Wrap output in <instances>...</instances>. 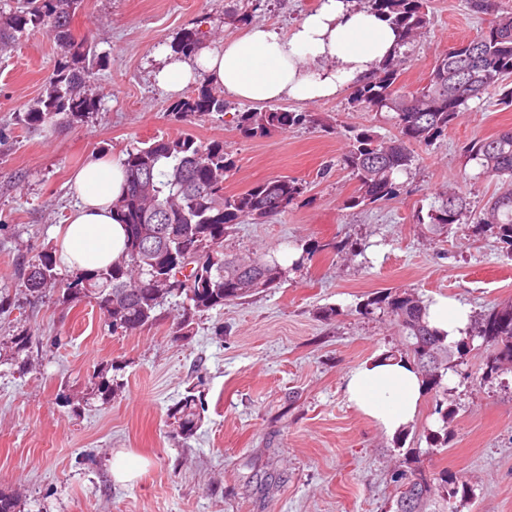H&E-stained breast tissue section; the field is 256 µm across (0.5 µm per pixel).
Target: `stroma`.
Segmentation results:
<instances>
[{"label":"stroma","instance_id":"1","mask_svg":"<svg viewBox=\"0 0 512 512\" xmlns=\"http://www.w3.org/2000/svg\"><path fill=\"white\" fill-rule=\"evenodd\" d=\"M316 0H83L72 30L106 55L93 91L100 100L85 122L26 131L16 112L36 99L61 52L30 32L0 54V288L16 281L18 254L54 247L53 231L75 202L72 172L94 155L124 158L158 136L190 134L223 141L235 161L228 193L273 176L308 184L302 201L264 224L238 225L229 254L275 256L312 251L301 270L246 300L198 316L193 333L175 335V304L151 328L115 335L88 301L19 300L0 315V335L36 336L31 367L0 366V493L20 512H388L394 475L418 456L433 471L464 474L469 496L456 512H512V371L476 386V354L457 360L445 382L454 411L444 448L432 394L413 424L388 437L345 399L348 374L363 362L404 349L388 317L365 312L372 294L408 289L447 297L472 314L512 302V251L463 226L432 234L426 219L436 196L466 189L475 207L495 182L464 184L474 174L463 148L512 127V106L473 99L419 161L399 174L396 199L347 207L357 184L339 160L346 131L394 128L385 115L359 112L348 94L277 108L318 113L333 132L299 125L261 138L241 134L228 113L178 122L173 98L153 80L170 43L197 28L209 42L248 24L289 27ZM431 24L412 44L400 80L422 87L436 57L471 39L488 21L469 0H432ZM336 314L325 317L326 309ZM223 335H215L216 327ZM109 370L121 384L108 406L78 404L89 378ZM195 396L196 434L179 435L169 417ZM123 452L141 461L136 479L112 477Z\"/></svg>","mask_w":512,"mask_h":512}]
</instances>
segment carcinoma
<instances>
[{
  "label": "carcinoma",
  "instance_id": "1",
  "mask_svg": "<svg viewBox=\"0 0 512 512\" xmlns=\"http://www.w3.org/2000/svg\"><path fill=\"white\" fill-rule=\"evenodd\" d=\"M81 4L82 0H16L9 9L0 8L1 52L24 33L40 30L49 33L63 51V59L45 80L42 95L16 113L15 119L29 131L57 123L78 124L97 110L99 100L90 93L89 83L103 58L88 39L73 34L72 20ZM426 4L427 0H368V6L398 29L400 41L394 57L378 65L371 80L351 88L349 101L360 112L393 113L395 134L385 139L365 129L349 136L342 164L358 183L355 195L347 200L352 207L396 198L395 176L419 161L416 148L444 135L469 101L487 95L505 105L512 103V87L506 84L512 76V13L499 12L498 0L472 4L492 19L466 41L467 61L460 60L451 47L436 58L423 87L407 91L399 84L404 65L401 48L429 24ZM204 41L205 34L188 29L172 48L192 54ZM227 109L224 96L202 82L174 102L169 112L180 119L191 114L222 115ZM235 119L237 129L251 138L320 122L313 112L258 108L238 111ZM466 153L479 175L498 185L474 228L494 235L512 250V128L470 142ZM123 165L127 189L115 210L125 227V257L104 269L75 271L64 280L53 250L28 259L19 256L17 291L33 298L56 292L62 304L93 299L114 334L155 324L167 299L179 298L182 314L176 329L184 334L199 314L245 299L286 278L288 269L274 257L239 258L224 253V237L246 219L262 222L288 211L307 192L306 183L279 175L227 195L224 181L234 168L231 154L222 142H202L191 135L156 137L131 148ZM470 205L462 190L440 197L428 212V226L448 235L468 220ZM153 213L162 218L158 224L162 247L154 249L145 243L148 216ZM377 309L394 322L405 342L404 356L420 372L425 391L434 396V413L442 425L429 434L430 446L448 447L452 411L443 408L448 394L443 380L455 359L470 353L471 334L448 344L429 324L428 301L408 290L387 291L364 305L367 312ZM475 330L484 346L480 380L512 369V303L491 307L476 321ZM32 344V337L22 331L0 338V365L27 364ZM117 388L114 378L103 370L92 378L89 395L108 405ZM169 417L184 438L193 436L199 422L195 398L185 396ZM394 483L391 512H449L457 495L468 492L464 475L446 469L431 472L418 460L397 473Z\"/></svg>",
  "mask_w": 512,
  "mask_h": 512
}]
</instances>
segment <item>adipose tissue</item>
<instances>
[{"label":"adipose tissue","instance_id":"obj_1","mask_svg":"<svg viewBox=\"0 0 512 512\" xmlns=\"http://www.w3.org/2000/svg\"><path fill=\"white\" fill-rule=\"evenodd\" d=\"M397 42L393 25L370 8L353 0H318L290 29L257 24L192 57L168 54L154 80L174 96L204 78L242 102L314 103L369 80ZM124 183L118 159L97 157L75 172L77 201L58 230L59 265L94 270L121 259L125 233L113 205ZM428 313L431 326L451 341L463 336L470 322L467 306L444 297L436 298ZM345 393L352 406L393 437L414 422L424 390L409 363L379 356L349 373Z\"/></svg>","mask_w":512,"mask_h":512}]
</instances>
